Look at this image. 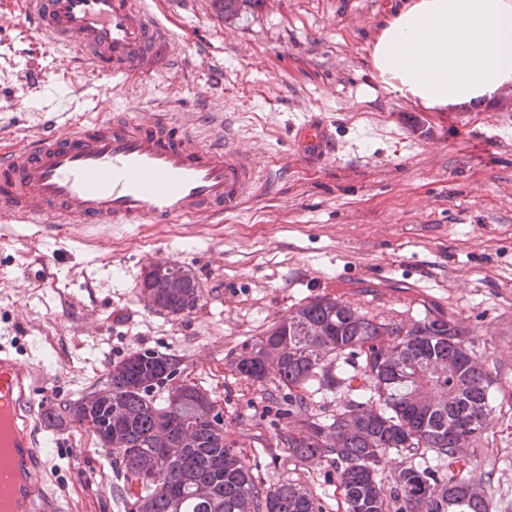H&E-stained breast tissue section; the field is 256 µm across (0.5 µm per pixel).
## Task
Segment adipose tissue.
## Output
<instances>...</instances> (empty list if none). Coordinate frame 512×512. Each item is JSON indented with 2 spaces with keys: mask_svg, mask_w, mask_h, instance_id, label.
I'll use <instances>...</instances> for the list:
<instances>
[{
  "mask_svg": "<svg viewBox=\"0 0 512 512\" xmlns=\"http://www.w3.org/2000/svg\"><path fill=\"white\" fill-rule=\"evenodd\" d=\"M370 58L385 89L428 109L497 98L512 85V0H407Z\"/></svg>",
  "mask_w": 512,
  "mask_h": 512,
  "instance_id": "obj_1",
  "label": "adipose tissue"
}]
</instances>
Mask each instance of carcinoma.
Returning a JSON list of instances; mask_svg holds the SVG:
<instances>
[{"instance_id": "cac0c4a2", "label": "carcinoma", "mask_w": 512, "mask_h": 512, "mask_svg": "<svg viewBox=\"0 0 512 512\" xmlns=\"http://www.w3.org/2000/svg\"><path fill=\"white\" fill-rule=\"evenodd\" d=\"M183 288L166 287L157 272L141 294L147 306L178 316L200 288L179 268ZM237 370L288 390L279 433L288 455L336 466L343 512H489L467 475L468 450L453 428L473 425L474 444L493 421L492 379L474 357V337L453 317L430 312L411 325L379 321L353 304L318 297L242 346ZM176 359L135 351L112 365L107 396L89 393L51 411L73 423L92 419L123 467L124 499L134 512H324L313 490L294 483L264 485L210 419L212 397L194 383L151 396ZM345 394L325 420L309 413L310 388ZM420 459L382 478L390 455Z\"/></svg>"}]
</instances>
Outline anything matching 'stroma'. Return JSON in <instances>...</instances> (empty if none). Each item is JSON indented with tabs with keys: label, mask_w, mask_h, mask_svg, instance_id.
Here are the masks:
<instances>
[{
	"label": "stroma",
	"mask_w": 512,
	"mask_h": 512,
	"mask_svg": "<svg viewBox=\"0 0 512 512\" xmlns=\"http://www.w3.org/2000/svg\"><path fill=\"white\" fill-rule=\"evenodd\" d=\"M196 57L155 76L117 80L74 68L0 0V151L38 135L52 103L87 84L100 99L177 119L204 116L254 155L270 191L199 224L103 225L21 240L0 219V348L37 366L36 398L59 407L108 387L113 363L151 350L224 408V436L267 484L308 486L341 512L328 464L289 457L277 433L285 401L231 366L244 342L311 299L335 297L378 319L455 317L497 395L493 421L471 450L470 474L489 512H512V87L465 109L431 110L384 89L370 46L402 0H258L224 17L214 0H145ZM41 74L28 90L22 70ZM371 88L362 97V88ZM333 124L339 151L298 160L300 121ZM165 260L196 277L190 312L149 309L141 284ZM60 446L47 491L62 512H130L118 496L117 453L95 435L46 422Z\"/></svg>",
	"instance_id": "35a3bbf8"
}]
</instances>
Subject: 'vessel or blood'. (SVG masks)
Listing matches in <instances>:
<instances>
[{
    "mask_svg": "<svg viewBox=\"0 0 512 512\" xmlns=\"http://www.w3.org/2000/svg\"><path fill=\"white\" fill-rule=\"evenodd\" d=\"M29 25L70 49L81 68L115 78L156 73L171 36L142 0H23ZM81 119L53 111L47 130L0 152V216L57 238L96 224H192L239 210L260 177L256 159L218 136L202 140L165 110L129 113L84 98ZM298 158L321 164L336 135L324 120L294 128ZM36 366L0 350V512H59L41 487L57 441H35Z\"/></svg>",
    "mask_w": 512,
    "mask_h": 512,
    "instance_id": "vessel-or-blood-1",
    "label": "vessel or blood"
}]
</instances>
